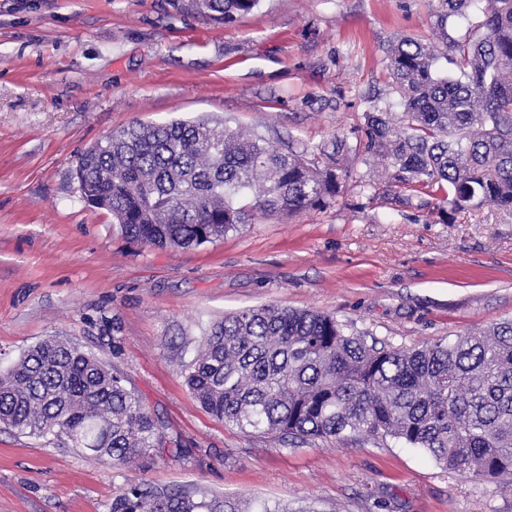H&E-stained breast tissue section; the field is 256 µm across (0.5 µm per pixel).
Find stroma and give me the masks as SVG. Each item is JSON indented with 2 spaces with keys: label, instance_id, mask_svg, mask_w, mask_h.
I'll return each mask as SVG.
<instances>
[{
  "label": "stroma",
  "instance_id": "1",
  "mask_svg": "<svg viewBox=\"0 0 512 512\" xmlns=\"http://www.w3.org/2000/svg\"><path fill=\"white\" fill-rule=\"evenodd\" d=\"M438 0H260L226 22L175 0H0V369L57 336L120 370L186 449L107 464L0 430V512H109L127 481L296 512H512V483L465 478L397 442L284 447L208 415L181 375L202 325L263 304L333 315L396 347L512 319V214L434 223L447 183L406 206L350 190L255 216L184 250L125 238L86 205L80 154L133 123L202 116L296 149L346 139L376 181L364 115L402 107L385 56L437 42Z\"/></svg>",
  "mask_w": 512,
  "mask_h": 512
}]
</instances>
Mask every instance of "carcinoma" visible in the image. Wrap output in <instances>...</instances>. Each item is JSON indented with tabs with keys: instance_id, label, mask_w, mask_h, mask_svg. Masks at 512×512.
Listing matches in <instances>:
<instances>
[{
	"instance_id": "1",
	"label": "carcinoma",
	"mask_w": 512,
	"mask_h": 512,
	"mask_svg": "<svg viewBox=\"0 0 512 512\" xmlns=\"http://www.w3.org/2000/svg\"><path fill=\"white\" fill-rule=\"evenodd\" d=\"M473 0H439L440 28ZM259 0H189L230 21ZM484 32L443 53L404 38L386 56L397 119L365 114L364 152L384 161L381 196L409 203L431 183L448 184V212L473 204L512 213V0H485ZM342 140L332 151L279 149L208 118L136 124L78 160L83 201L112 215L148 246L212 242L254 214L328 206L353 182ZM184 383L212 417L297 446L316 440L388 439L420 448L444 469L512 479V321L420 348L367 342L335 317L278 305L247 308L202 329ZM0 425L52 437L97 458L127 463L174 444L124 375L93 353L44 339L0 370ZM110 512H290L280 504L129 482Z\"/></svg>"
}]
</instances>
